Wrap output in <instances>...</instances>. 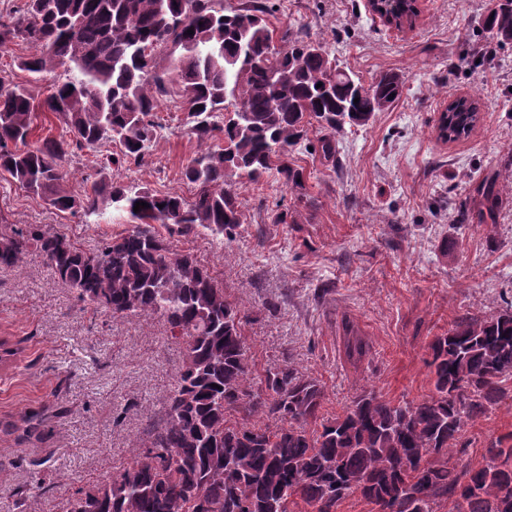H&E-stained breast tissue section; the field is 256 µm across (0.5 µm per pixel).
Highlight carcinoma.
Segmentation results:
<instances>
[{
    "instance_id": "obj_1",
    "label": "carcinoma",
    "mask_w": 512,
    "mask_h": 512,
    "mask_svg": "<svg viewBox=\"0 0 512 512\" xmlns=\"http://www.w3.org/2000/svg\"><path fill=\"white\" fill-rule=\"evenodd\" d=\"M482 25L488 39L512 44V0H496ZM2 44L33 49L17 65L45 86L39 100L28 85L0 79V174L57 211L111 208L130 225L86 251L64 233L0 217V267L18 268L37 252L79 301L114 317H158L185 344L167 407L132 443L131 461L78 490L69 512H292L298 504L338 512L357 492L375 512H437L445 502L454 512H512V434L490 442L479 465L465 459L463 441L468 422L512 398V308L460 317L435 337L426 398L394 403L363 388L342 415L326 418L320 380L286 363L255 373L239 310L209 268L174 245L244 223L235 178L258 183L274 171L305 195L296 146L313 129L314 154L336 162L337 135L399 100L401 75L384 72L367 85L323 43L300 32L274 38L263 0L230 11L223 0H25L0 22ZM57 69L64 78H47ZM172 93L192 109L189 132L206 145L181 171L192 197L119 176L80 194L68 188L65 164L84 150L115 143L108 164L138 162ZM478 99L448 109L438 137L468 136ZM42 112L65 132L32 140ZM475 191L478 223L496 221L493 183ZM138 202L147 207L134 211ZM344 332L346 357L361 360L367 343L348 323ZM254 417L267 423L249 425Z\"/></svg>"
}]
</instances>
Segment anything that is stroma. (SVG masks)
Segmentation results:
<instances>
[{
	"label": "stroma",
	"instance_id": "35a3bbf8",
	"mask_svg": "<svg viewBox=\"0 0 512 512\" xmlns=\"http://www.w3.org/2000/svg\"><path fill=\"white\" fill-rule=\"evenodd\" d=\"M275 32L304 30L364 82L384 71L405 77L402 98L340 138L338 163L303 154L306 204L276 174L239 178L244 222L224 238L180 240L213 270L243 317L255 369L288 362L324 386L325 417L341 415L360 389L393 401L429 395L428 345L461 316L512 303V44L494 62L486 47L490 0H421L418 25L391 32L365 0H270ZM479 92L481 120L469 137L444 142L436 127L456 97ZM163 129L126 177L136 186L191 197L182 168L197 154L183 107L158 109ZM494 181L493 224L460 223L476 210L473 189ZM287 212L285 224L271 223ZM0 216L47 225L87 251L124 231L105 217L58 212L0 177ZM369 346L344 353V322ZM0 512H60L76 489L126 465L148 417L161 414L183 345L159 319L81 310L38 254L22 269L0 268ZM512 433V399L469 423L467 457ZM42 477V491H32Z\"/></svg>",
	"mask_w": 512,
	"mask_h": 512
}]
</instances>
